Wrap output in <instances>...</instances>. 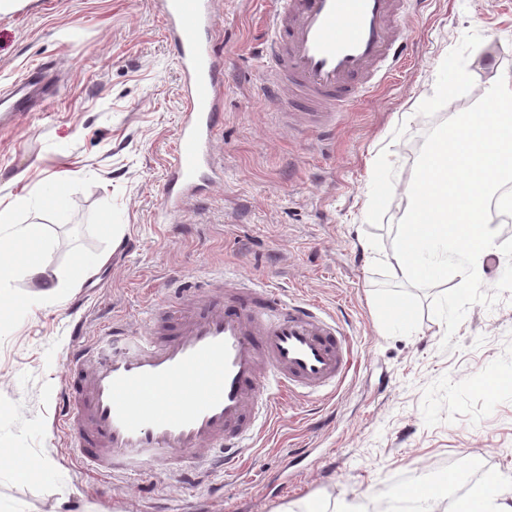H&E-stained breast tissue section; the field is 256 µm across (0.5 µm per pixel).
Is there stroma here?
I'll return each instance as SVG.
<instances>
[{"instance_id": "obj_1", "label": "stroma", "mask_w": 512, "mask_h": 512, "mask_svg": "<svg viewBox=\"0 0 512 512\" xmlns=\"http://www.w3.org/2000/svg\"><path fill=\"white\" fill-rule=\"evenodd\" d=\"M273 2L216 0L218 170L169 216L183 102L158 0H15L0 13V98L30 70L43 86L0 122V210L26 197L15 223L43 224L51 243L41 278L18 276L0 308V512H278L420 481L455 502L488 478L512 483V292L471 306L450 352L427 308L412 335L390 336L373 301L425 132L512 79V0H427L389 82L339 112L329 139L263 95ZM100 253L110 262L69 287L76 260ZM212 271L320 304L348 331L354 369L334 393L271 396L270 430L236 471L90 479L60 425L75 326L145 331L156 305L203 297ZM25 467L45 479H20Z\"/></svg>"}]
</instances>
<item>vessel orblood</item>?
I'll return each mask as SVG.
<instances>
[{"label": "vessel or blood", "mask_w": 512, "mask_h": 512, "mask_svg": "<svg viewBox=\"0 0 512 512\" xmlns=\"http://www.w3.org/2000/svg\"><path fill=\"white\" fill-rule=\"evenodd\" d=\"M212 4L161 0L186 103L164 188L168 214L215 164L216 67L202 38ZM414 16L410 0H277L262 49L266 86L285 111L329 128L337 107L388 80ZM354 362L346 330L321 307L258 285L216 287L202 301L167 305L145 333L77 341L61 425L90 473L234 464L268 423L273 393L336 387Z\"/></svg>", "instance_id": "1"}]
</instances>
